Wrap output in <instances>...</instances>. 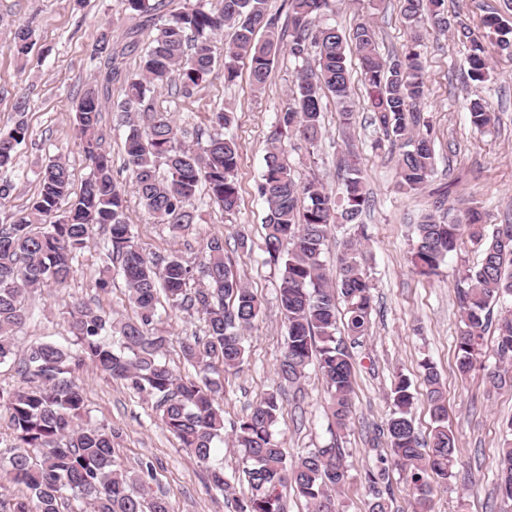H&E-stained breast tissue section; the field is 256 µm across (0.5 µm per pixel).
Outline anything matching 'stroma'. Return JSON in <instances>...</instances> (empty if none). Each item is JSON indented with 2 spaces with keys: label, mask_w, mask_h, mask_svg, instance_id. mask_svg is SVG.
<instances>
[{
  "label": "stroma",
  "mask_w": 512,
  "mask_h": 512,
  "mask_svg": "<svg viewBox=\"0 0 512 512\" xmlns=\"http://www.w3.org/2000/svg\"><path fill=\"white\" fill-rule=\"evenodd\" d=\"M448 28H428L420 41L425 71L426 98L420 112L434 143L436 171L422 190L404 194L397 190L395 161L386 148H376L381 132L371 122L357 59H350L351 100L354 110L349 130L339 125L334 96L323 98L325 131L317 145L291 141L288 160L296 180H319L338 192V163L346 144H353L361 175L371 192V202L361 224L332 226L325 246L328 270H335L341 243L361 238L363 266L374 288L371 325L350 351L356 370L354 413L347 431L330 429L324 413L325 386L317 368L295 385H281L277 367L284 352L286 325L277 301L280 266L264 251L263 219L266 206L259 196L266 154V138L278 113L287 109L300 61L280 52L263 91H255L247 76L235 83L224 81V43L229 33L213 41L217 64L206 83L191 96L160 89L151 93L155 110L173 113L184 129L183 140L192 145L198 133L210 130L212 113L228 110L235 115L233 134L239 145L238 181L241 202L234 214H224L208 198L196 204L193 224L173 234L145 210L124 167V143L129 132L113 104L124 97L125 80L136 73L139 57L154 30L142 26L139 16L123 0H0V132H8L24 119L30 136L22 143L8 176L9 197L0 201V224L15 220L37 192L39 172L49 159L62 157L68 164L73 189H80L90 169L86 164L73 119L75 105L87 83L102 79L107 63L95 57L102 33H109L114 48L124 50L120 69L109 86L110 107L103 113V143L112 156V178L124 189L126 214L137 242L149 253H175L194 267L204 261L203 247L215 235L223 236L225 253L241 280L262 300L263 314L245 334L246 362L241 371L224 381L225 426H232L263 394L282 391L283 410L276 433L288 457L305 449L338 444L345 455L347 480L336 498L338 512H368L372 496L365 482L368 470L388 457L381 430L392 410L391 389L397 375L407 376L414 393L413 416L420 437H428L433 423L428 410L422 360H430L445 382L448 424L456 436L458 465L446 487L437 488L431 512H457L459 497H466L469 512H512V501L496 490L494 460L502 442V425L512 418V385H492L486 373L497 362L495 331L484 337L475 369L460 376L455 365V338L460 327L457 285L461 264L477 265L481 251L467 245L461 256H449L437 276L417 275L410 263L415 226L423 214L446 216L450 207L467 200L487 214L489 228L512 224V56L499 53L483 26L487 12L512 15V0H446ZM360 21L373 23L382 57L401 53L413 35L400 0H336L327 24L343 30ZM33 31L31 52L18 58L10 49L17 26ZM469 29L482 40L491 57L486 82L466 76L468 46L457 32ZM27 97L24 115L14 103ZM482 98L499 123L477 132L464 104ZM98 244L80 256L77 271L66 288L41 287L31 294L32 316L19 333L17 346L26 349L37 340H71L62 303L77 297L99 305L114 319L134 317L120 275H113L108 292H98L94 279L99 266ZM159 328L167 338L166 359L176 375L190 374L181 355L186 338L203 335L201 314L166 310ZM78 382L84 390L88 417L118 432L116 453L123 466L139 469L151 463L149 486L163 496L170 512H233L231 493L208 491L203 465L179 441L163 430L150 401L87 366Z\"/></svg>",
  "instance_id": "1"
}]
</instances>
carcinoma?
I'll return each instance as SVG.
<instances>
[{"label":"carcinoma","mask_w":512,"mask_h":512,"mask_svg":"<svg viewBox=\"0 0 512 512\" xmlns=\"http://www.w3.org/2000/svg\"><path fill=\"white\" fill-rule=\"evenodd\" d=\"M268 0H220V8L189 5L153 22L154 36L140 56L139 72L127 81L117 104L130 131L125 142V167L143 206L162 224L181 230L193 221L192 208L201 190L226 213L239 204L237 169L239 149L229 133L233 113L214 112L213 133L193 148L180 141V130L167 112L154 110L148 93L174 85L187 96L205 82L216 59L214 36L233 29L224 43V82L239 77L238 62H249L254 90L264 89L282 45L302 61L292 104L281 113L267 136L268 150L257 190L267 213L265 251L282 263L278 300L287 323L286 349L278 365L279 378L296 384L310 367L326 384L325 404L331 425L349 426L353 413L355 368L343 340L336 338L337 303L346 304L349 336L367 334L373 310L372 284L364 272L360 242L347 239L339 256L337 284L329 282L322 260L328 230L333 224H357L370 205L356 153L342 160V196L333 197L315 179L297 182L288 162L287 145L298 138L313 146L324 130L322 97L328 91L340 105V123L348 128L354 112L350 102L348 55L357 56L367 90L372 121L393 146L397 186L403 193L423 189L434 171V149L429 137L417 132L418 106L425 96L424 62L417 43L420 30L448 27L445 0H403V15L414 28V43L386 60L377 51L376 33L368 22L347 33L322 23L335 0H288V27L270 13ZM483 26L495 36L501 53L512 52V21L493 13ZM468 75L485 80L488 56L482 42L468 30ZM32 31L16 28L12 50L28 54ZM104 90L89 85L75 109V133L91 175L77 195L71 192L66 162L46 164L39 190L27 210L10 224H0V365L11 364L21 384L0 386V408L9 414L13 430L11 451L0 456V480L26 487L28 494L7 498L0 493V512H169L165 498L150 491L154 478L150 464L139 471L126 469L115 457L117 433L105 424L84 420L82 389L75 373L91 363L136 393L154 402L163 427L182 447L205 465L209 488L230 489L224 469L211 464L214 445L224 440V416L218 400L224 376L236 374L245 362L244 332L261 313L258 296L231 269L224 255V238L214 236L205 245L204 283L189 288L195 269L180 256L150 258L135 241L126 219V197L112 179V157L102 147L100 129ZM472 126L484 131L495 125V113L479 99L467 103ZM29 137V127L17 122L0 133V200L9 196L12 181L1 176L12 167L17 148ZM165 167L167 175L158 174ZM485 214L467 206L444 223L432 213L416 225L412 264L418 273L438 274L451 255H461L467 243L479 247L481 263L461 264L465 288L460 295L462 328L456 339L460 375L475 368L491 307L512 298V224L485 231ZM105 232L99 253L101 267L94 288H111L112 261L120 260L130 302L137 317L112 322L100 308L85 301L65 305L71 343L42 341L18 354L15 333L30 319L28 294L48 283L67 286L75 263ZM291 248L283 251L284 242ZM176 309L203 315L205 336L183 343L182 356L195 375L176 376L163 357L166 337L156 328L160 296ZM499 365L487 372L495 386L512 382V310L497 322ZM426 399L433 419L429 441H421L412 414L410 382H395L392 410L385 424L391 459L400 465L414 499L415 512H429L435 486L453 476L456 443L448 428L446 390L436 366L421 363ZM281 393H265L232 428V445L241 452L247 490L234 498L235 512H284L282 488L289 485L304 499L306 512H336V497L345 483L341 449L310 448L290 460L274 432L282 411ZM511 438L498 456L499 490L512 499ZM387 469L365 475L372 494L369 512H391Z\"/></svg>","instance_id":"cac0c4a2"}]
</instances>
